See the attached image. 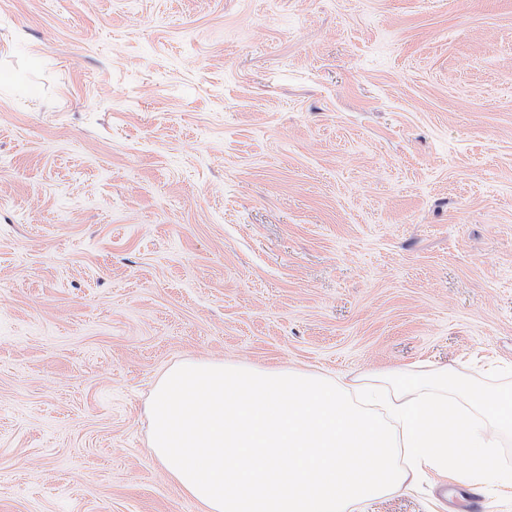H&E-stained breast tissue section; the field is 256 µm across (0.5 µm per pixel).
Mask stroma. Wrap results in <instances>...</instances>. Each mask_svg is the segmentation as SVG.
<instances>
[{"instance_id": "stroma-1", "label": "stroma", "mask_w": 512, "mask_h": 512, "mask_svg": "<svg viewBox=\"0 0 512 512\" xmlns=\"http://www.w3.org/2000/svg\"><path fill=\"white\" fill-rule=\"evenodd\" d=\"M512 368V0H0V512H199L187 358ZM512 512L437 476L361 512Z\"/></svg>"}]
</instances>
